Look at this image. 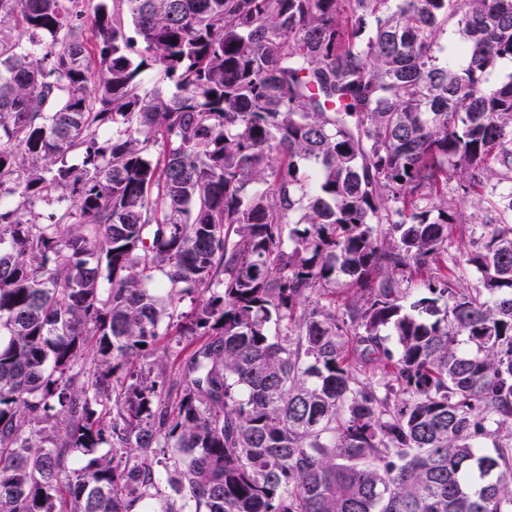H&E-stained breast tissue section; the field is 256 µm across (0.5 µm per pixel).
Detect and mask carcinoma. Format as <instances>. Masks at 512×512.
Segmentation results:
<instances>
[{"mask_svg":"<svg viewBox=\"0 0 512 512\" xmlns=\"http://www.w3.org/2000/svg\"><path fill=\"white\" fill-rule=\"evenodd\" d=\"M504 59L512 0H0V512H512ZM158 295L162 299L163 305L166 306L168 312L173 316L174 325L179 322H185L183 317L193 310L196 305V300L192 296H184L181 299H173L171 302L167 299L165 292H159ZM170 337L172 336L161 340L156 350L140 357L139 360H137L136 369H141L145 374L151 371L152 377L163 375L168 382L173 381L178 374V363L188 356L192 349L200 343V336H183L182 344L176 349L172 348L174 342L167 344ZM166 347L169 349H166ZM182 349L183 351H180ZM172 351H176L174 355H172ZM177 353L179 357L176 359Z\"/></svg>","mask_w":512,"mask_h":512,"instance_id":"cac0c4a2","label":"carcinoma"}]
</instances>
